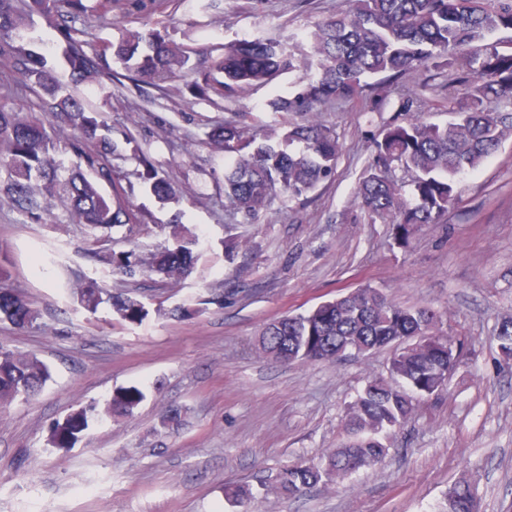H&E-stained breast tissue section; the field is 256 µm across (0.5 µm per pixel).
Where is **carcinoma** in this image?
Listing matches in <instances>:
<instances>
[{
	"label": "carcinoma",
	"mask_w": 512,
	"mask_h": 512,
	"mask_svg": "<svg viewBox=\"0 0 512 512\" xmlns=\"http://www.w3.org/2000/svg\"><path fill=\"white\" fill-rule=\"evenodd\" d=\"M31 4L52 15L65 32L71 81H92L97 64L68 25L84 12L82 0ZM23 16L17 0H0V63L37 85L44 111L58 128L71 132L76 169L67 201L76 223L111 230L145 220L134 213L125 193L106 196L84 175L87 169L112 178L104 166L111 144L81 100L38 59L14 55L9 39L21 29ZM503 31L512 32V0H348L344 11L295 43L262 36L238 39L214 47L208 66L199 71L189 65L187 48L154 29L122 37L112 52L124 65L125 79L160 86L189 75L191 94L205 100L233 97L254 84H271L284 73L305 71L288 96L273 95L268 107L304 115L306 122L290 123L287 131L259 139L242 122L230 120L208 135L207 145L224 154V198L253 219L275 194L300 201L335 176L341 147L334 130L319 118L324 107L362 96L368 79L377 76L392 85L409 72H423L424 90L436 77H446L448 123L433 124L412 110V99L402 101L403 120L383 130L357 186L368 217L391 224L395 240L407 245L422 227L441 222L458 199L459 175L478 169L512 131V50L494 38ZM52 150L53 138L43 125L0 108V169L7 173L5 192L19 209L48 210L34 188L38 181L55 180ZM137 158L139 179L158 201L168 200L172 184L159 176L147 154L139 150ZM397 167L414 172L410 184L397 183ZM200 243V236L182 224L175 226L172 243L158 248L147 262L133 250L119 257L111 254L108 261L123 274L146 264L149 271L175 279L192 272ZM112 307L124 320L147 316L143 304L131 297H112ZM34 319L36 312L25 301L0 293V321L23 328ZM438 325L435 312L398 307L382 290L364 287L264 328L255 343L257 353L284 363H331L347 355L395 349L387 375L369 379L348 406V440L323 454L317 465L284 468L280 491L291 495L334 483L387 456L385 435L422 401L443 391L448 360L439 355L461 350ZM50 378L49 366L38 356L16 353L0 341V408L35 396ZM140 397L136 389L121 392L112 398V414L129 413ZM472 492L467 481L455 482L453 496L444 499L438 512H472Z\"/></svg>",
	"instance_id": "cac0c4a2"
}]
</instances>
